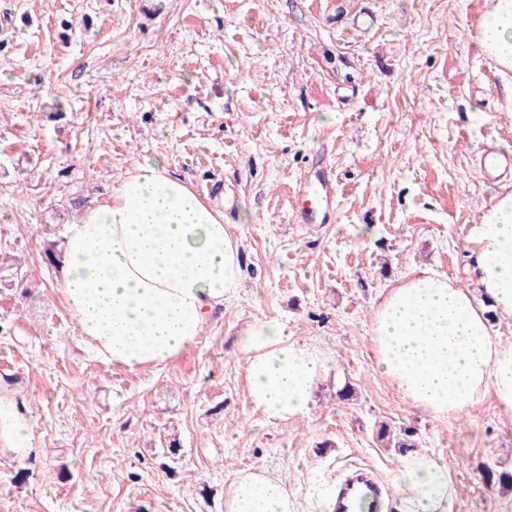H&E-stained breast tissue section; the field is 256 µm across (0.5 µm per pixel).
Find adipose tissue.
<instances>
[{
	"mask_svg": "<svg viewBox=\"0 0 512 512\" xmlns=\"http://www.w3.org/2000/svg\"><path fill=\"white\" fill-rule=\"evenodd\" d=\"M477 48L512 75V0H484ZM470 283L411 267L374 305L369 339L378 370L412 409L437 421L470 415L486 395L512 417V342L491 318L512 321V191L484 205L469 238ZM59 292L96 357L136 372L161 368L199 341L208 316L237 296L239 244L224 214L159 159L144 161L111 195L65 225ZM246 398L267 422L309 418L336 376L332 353L299 341L277 317L240 333ZM412 512H451L448 465L408 458L390 477ZM224 512H300L284 481L235 472Z\"/></svg>",
	"mask_w": 512,
	"mask_h": 512,
	"instance_id": "adipose-tissue-1",
	"label": "adipose tissue"
}]
</instances>
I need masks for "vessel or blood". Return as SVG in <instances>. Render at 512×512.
Instances as JSON below:
<instances>
[{
    "mask_svg": "<svg viewBox=\"0 0 512 512\" xmlns=\"http://www.w3.org/2000/svg\"><path fill=\"white\" fill-rule=\"evenodd\" d=\"M303 202L293 213L297 224H328L336 212V176L331 164L317 161L308 170L298 190ZM385 491L372 471L352 466L340 475L333 496V512H362L363 508H376Z\"/></svg>",
    "mask_w": 512,
    "mask_h": 512,
    "instance_id": "1",
    "label": "vessel or blood"
}]
</instances>
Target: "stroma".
Segmentation results:
<instances>
[{
	"label": "stroma",
	"instance_id": "35a3bbf8",
	"mask_svg": "<svg viewBox=\"0 0 512 512\" xmlns=\"http://www.w3.org/2000/svg\"><path fill=\"white\" fill-rule=\"evenodd\" d=\"M484 0H0V394L32 427L0 457V512H224L237 470L279 476L324 512L343 468L380 482L442 458L452 512H512L481 465L512 470V418L415 413L376 366L373 305L426 265L467 282V239L512 173L484 180L485 136L512 152V95L475 42ZM336 220L296 224L315 156ZM224 207L243 285L163 368H112L81 341L52 260L62 225L144 160ZM277 316L331 351L309 419L246 404L239 331Z\"/></svg>",
	"mask_w": 512,
	"mask_h": 512
}]
</instances>
